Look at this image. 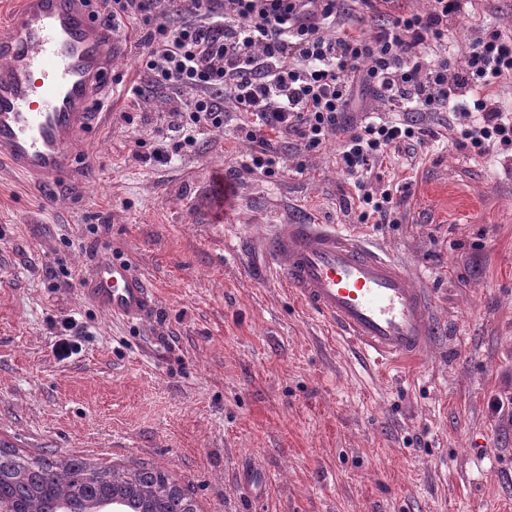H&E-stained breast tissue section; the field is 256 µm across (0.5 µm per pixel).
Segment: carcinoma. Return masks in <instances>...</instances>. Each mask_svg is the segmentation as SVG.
<instances>
[{"mask_svg": "<svg viewBox=\"0 0 512 512\" xmlns=\"http://www.w3.org/2000/svg\"><path fill=\"white\" fill-rule=\"evenodd\" d=\"M62 497L93 500L101 509L131 499L140 512H196L193 498L161 468L129 471L102 469L81 458L28 459L0 446V503L13 500L11 512H55Z\"/></svg>", "mask_w": 512, "mask_h": 512, "instance_id": "1", "label": "carcinoma"}]
</instances>
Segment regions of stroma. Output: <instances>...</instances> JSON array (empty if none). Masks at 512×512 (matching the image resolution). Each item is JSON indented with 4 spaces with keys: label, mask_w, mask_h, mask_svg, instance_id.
<instances>
[{
    "label": "stroma",
    "mask_w": 512,
    "mask_h": 512,
    "mask_svg": "<svg viewBox=\"0 0 512 512\" xmlns=\"http://www.w3.org/2000/svg\"><path fill=\"white\" fill-rule=\"evenodd\" d=\"M489 24L512 35V0H470L448 37ZM181 97L129 124L110 85L85 148L101 167L56 207L0 165V444L162 468L197 512H512V145L486 163L458 146L451 115L426 114L441 147L385 161L405 199L395 223L368 224L336 138L289 147L270 176L239 168L245 112L144 167L136 142L151 145ZM304 220L349 225L407 266L434 298L429 353L367 365L282 288L260 236ZM105 255L155 288L147 322L84 296ZM244 460L271 475L261 493L239 483Z\"/></svg>",
    "instance_id": "1"
}]
</instances>
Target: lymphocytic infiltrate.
Segmentation results:
<instances>
[{"label":"lymphocytic infiltrate","instance_id":"lymphocytic-infiltrate-1","mask_svg":"<svg viewBox=\"0 0 512 512\" xmlns=\"http://www.w3.org/2000/svg\"><path fill=\"white\" fill-rule=\"evenodd\" d=\"M467 5L429 0L420 12L380 11L369 32L356 25L347 0H108L91 16L137 39L143 79L125 88L130 111H143L159 89L188 93L152 146L135 150L143 166L164 167L194 149L223 127L230 103L252 116L242 129L251 146L244 169L273 174L288 141L314 151L337 136L362 220L386 224L400 203L392 188L370 189L368 179L391 154L426 147L419 115L451 113L462 145L482 157L512 144V111L491 96L512 78V38L483 27L463 57L451 56L448 25ZM367 90L400 120L364 112Z\"/></svg>","mask_w":512,"mask_h":512}]
</instances>
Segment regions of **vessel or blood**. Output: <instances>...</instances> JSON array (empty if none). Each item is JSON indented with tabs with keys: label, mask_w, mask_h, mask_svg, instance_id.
<instances>
[{
	"label": "vessel or blood",
	"mask_w": 512,
	"mask_h": 512,
	"mask_svg": "<svg viewBox=\"0 0 512 512\" xmlns=\"http://www.w3.org/2000/svg\"><path fill=\"white\" fill-rule=\"evenodd\" d=\"M128 47L91 18L85 0H22L0 30V163L38 187L87 181L85 139L108 119L102 78ZM263 245L285 286L369 360L432 347L438 326L428 289L354 229L274 224ZM83 291L127 322L150 318L157 305L148 279L121 257L99 259Z\"/></svg>",
	"instance_id": "1"
}]
</instances>
